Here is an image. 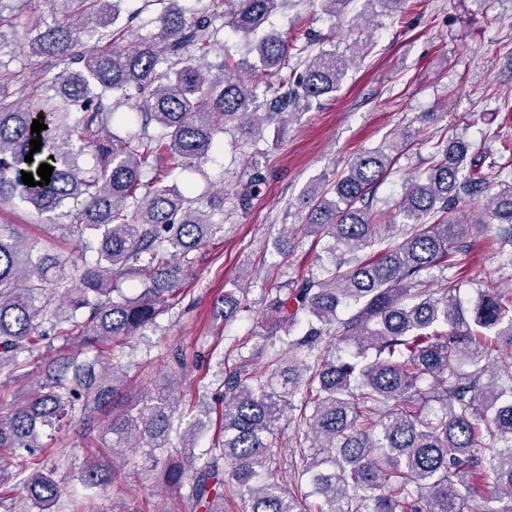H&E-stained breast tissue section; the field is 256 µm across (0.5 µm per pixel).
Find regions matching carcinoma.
<instances>
[{
	"label": "carcinoma",
	"mask_w": 512,
	"mask_h": 512,
	"mask_svg": "<svg viewBox=\"0 0 512 512\" xmlns=\"http://www.w3.org/2000/svg\"><path fill=\"white\" fill-rule=\"evenodd\" d=\"M121 0H48L53 24L33 29L29 54L69 67L37 99L12 98L0 82V199L17 200L65 228L94 263L79 276L57 271L60 261L0 225V378L27 363L44 339L38 319L55 334L89 342L144 331L180 294L189 255L223 228L221 205L204 207L164 183L168 172L203 163L224 125L254 134L267 120L285 132L291 117L332 98L353 58L320 49L289 64L288 40L258 31L288 0H210L189 18L180 0H160L158 33L126 40L135 16L119 26ZM247 40L269 86L267 111L257 112V86L224 60L213 74L188 54L222 45L224 28ZM98 45L84 47V41ZM117 94L141 111L139 132L111 130ZM44 115L41 150L30 154L32 121ZM406 146L393 142L357 154L331 187L299 202L301 223L332 238L336 258L321 274L294 282L272 303L264 339L288 353L257 369L233 368L224 382L222 440L195 465L166 464L168 482L182 486L197 512H224V465L242 491L244 512H512V291L489 288L465 309L457 284L432 288L430 271L462 269L472 232L500 225L498 255L512 266V156L509 170L490 182L467 142L440 139L428 168L413 175L394 203L375 189ZM97 165H80L86 149ZM42 163L50 182L29 187ZM241 187L245 207L261 185L259 166ZM147 170L152 181L143 180ZM466 203L488 217L464 224L452 211ZM384 208H379V205ZM394 211L405 235H386L381 215ZM149 265L136 269L134 257ZM135 276L128 295L114 278ZM120 368L99 355L67 358L23 402L0 411V485L14 481L27 499L49 509L59 496L52 473L41 468L39 429L69 423L76 406L93 411L116 392L102 384ZM297 413L298 457L287 459L278 440L280 420ZM198 422L175 415L160 392L137 413L112 416L104 435L117 454L145 443L166 451L196 446ZM179 443H174L173 438ZM94 463L86 485L116 479Z\"/></svg>",
	"instance_id": "cac0c4a2"
}]
</instances>
